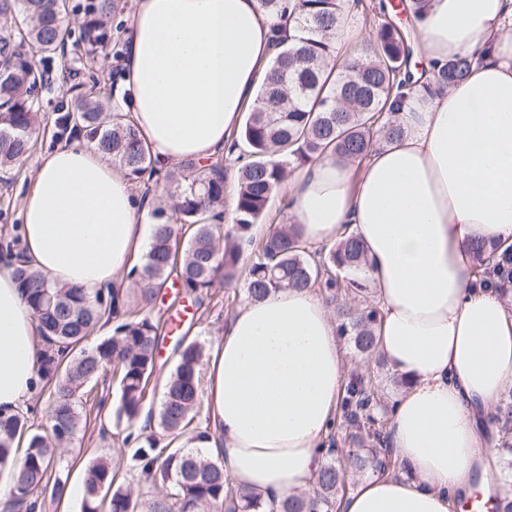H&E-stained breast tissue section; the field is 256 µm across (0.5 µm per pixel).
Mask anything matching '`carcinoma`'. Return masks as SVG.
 Instances as JSON below:
<instances>
[{
  "instance_id": "carcinoma-1",
  "label": "carcinoma",
  "mask_w": 512,
  "mask_h": 512,
  "mask_svg": "<svg viewBox=\"0 0 512 512\" xmlns=\"http://www.w3.org/2000/svg\"><path fill=\"white\" fill-rule=\"evenodd\" d=\"M428 0L380 2L372 13L359 11L362 0H261L275 19L291 17L299 36L275 42L276 52L260 85L256 103L228 154L236 155L237 188L230 227L216 234L224 219L227 172L217 156L201 166L185 161L165 172L173 203L150 211L152 237L143 263L123 276L126 288L89 298L76 288L49 279L20 251L11 254L14 275L37 322L41 347L38 370L49 402L43 430L23 413L0 411V470L10 484L6 510L39 512L46 492L59 498L64 486L51 480L49 461L80 431L83 417L101 410L103 401L86 406L88 386L112 371L119 389L117 421L129 433L117 461L95 458L85 468L83 512H338L345 476L368 471L401 470L375 414L387 407L379 385L367 373L350 374L340 403L339 425L349 428L353 447L339 460L326 462L315 490L276 505L238 489L224 476L216 457L183 448L171 449L148 426L136 427L166 321L153 315L161 290L175 298L203 302L215 284L243 280L247 297L259 300L283 286L324 290L348 322L339 327L363 353L377 350L380 312L370 299L363 243L353 234L319 249L306 245L294 224H282L258 243L252 228L264 217L274 191L287 173L327 154L363 158L371 147L399 139L398 118L409 100L422 102L436 91L463 80L483 62L484 45L433 69L429 78L414 76L411 32L400 14L420 19ZM117 0H89L79 36L68 29L69 0H0V168L22 161L35 149L40 132L54 144L85 140L112 158L131 180L145 185L160 171L141 142L131 117L112 111L111 100L79 89L71 101L53 106V122L41 128L43 99L30 93L37 81L50 89L49 63L60 55L91 69L111 45L107 21ZM357 16L374 33L357 56L328 69L336 57L337 31ZM474 273L492 288L512 284V244L470 246ZM112 335L87 349L83 343L103 318ZM178 363L167 378L159 424L172 439L194 433L203 409L200 369L203 348L179 339ZM493 423L512 430V394L490 411ZM27 440L23 456L16 443ZM137 473L146 487L164 486L167 501L147 508L143 493L123 487L121 464ZM494 480L498 512H512V457L501 458Z\"/></svg>"
}]
</instances>
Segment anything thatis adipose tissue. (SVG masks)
I'll list each match as a JSON object with an SVG mask.
<instances>
[{
	"label": "adipose tissue",
	"mask_w": 512,
	"mask_h": 512,
	"mask_svg": "<svg viewBox=\"0 0 512 512\" xmlns=\"http://www.w3.org/2000/svg\"><path fill=\"white\" fill-rule=\"evenodd\" d=\"M512 0H429L414 42L426 70L492 41L467 78L399 119L406 132L359 166L330 156L297 170L289 213L307 244L363 242L381 318L378 349L405 383L389 443L406 474H376L340 512H455L489 480L488 416L512 386V286L477 282L470 241L512 244ZM260 0H136L119 111L160 168L205 163L235 138L274 53ZM31 265L94 295L149 249L148 212L97 150L65 143L40 160L22 207ZM36 321L0 265V411L26 409L40 379ZM207 430L233 485L281 501L304 493L349 381L323 300L279 289L240 306L208 361Z\"/></svg>",
	"instance_id": "adipose-tissue-1"
}]
</instances>
